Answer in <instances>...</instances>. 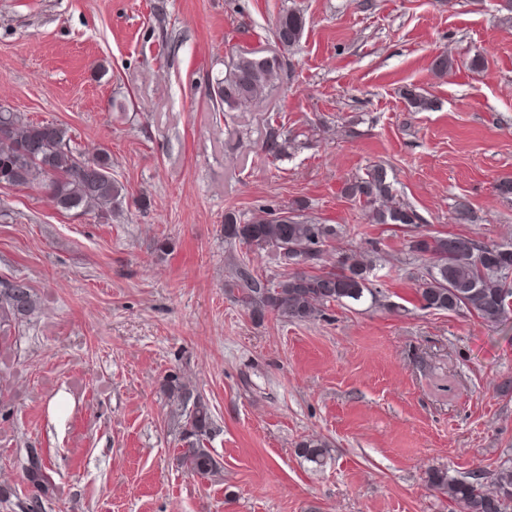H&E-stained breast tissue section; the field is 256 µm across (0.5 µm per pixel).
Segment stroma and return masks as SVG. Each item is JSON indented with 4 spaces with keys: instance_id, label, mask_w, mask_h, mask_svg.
Instances as JSON below:
<instances>
[{
    "instance_id": "35a3bbf8",
    "label": "stroma",
    "mask_w": 512,
    "mask_h": 512,
    "mask_svg": "<svg viewBox=\"0 0 512 512\" xmlns=\"http://www.w3.org/2000/svg\"><path fill=\"white\" fill-rule=\"evenodd\" d=\"M288 8L307 20L290 70L250 110L218 112L225 61L276 53ZM407 87L433 109L412 111ZM0 107L107 149L127 189L103 220L0 186V280L28 281L40 303L0 345V485L28 495L33 448L50 512H448L429 468L487 476L512 457V318L422 308L430 259L408 249L420 233L512 245V196L496 190L512 179L499 0H0ZM273 122L291 139L278 160L261 149ZM373 164L418 227L371 223L344 195ZM298 202L342 228L326 267L366 253L377 303L289 322L226 291L239 257L267 281L284 268L226 242L225 214ZM170 374L211 406L219 476L176 465ZM310 439L323 465L300 456Z\"/></svg>"
}]
</instances>
